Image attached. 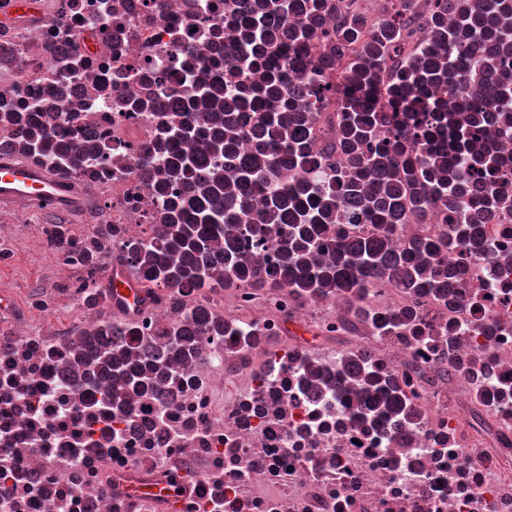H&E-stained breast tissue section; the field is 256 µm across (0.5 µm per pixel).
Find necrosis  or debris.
I'll list each match as a JSON object with an SVG mask.
<instances>
[{"instance_id": "1", "label": "necrosis or debris", "mask_w": 512, "mask_h": 512, "mask_svg": "<svg viewBox=\"0 0 512 512\" xmlns=\"http://www.w3.org/2000/svg\"><path fill=\"white\" fill-rule=\"evenodd\" d=\"M367 2L325 0L323 27L297 49L288 122L315 167L241 185L242 161L259 157L249 132L266 121L260 102L238 121L234 152L214 157L225 201L249 198L245 223L281 186L346 170L340 98L353 51L337 53L336 30L358 10L374 26ZM43 3L17 17L0 0V154L16 155L28 126L67 118L80 137L108 143L107 165L70 172L85 200L70 218L96 238L86 206L95 200L97 223L112 225L102 251L124 260L154 246L164 197L186 190L141 170L184 120L165 95L184 93L213 61L221 85L260 82L262 71L237 62L240 17L254 9L272 32L258 43L270 58L287 45L291 18L266 0ZM134 98L145 109H131ZM379 138L399 141L407 165L458 160L446 136H417L395 118ZM478 150L498 161L493 182L473 171L465 199L482 216L478 251L448 248L460 227L438 198L388 235L396 252L434 243L431 266L453 269L450 285L417 288L386 273L353 292L304 294L286 275L279 234L228 224L213 249L237 237L238 262L259 265L261 282H154V300L122 317L142 350H170L157 392L131 390L101 363L118 342L100 313L61 330L0 332V512H169L142 491L174 479L188 512H512L511 112L486 126ZM379 233L367 218H341L323 225L318 252ZM405 313L419 327L391 325ZM369 370L380 383H365Z\"/></svg>"}]
</instances>
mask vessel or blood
<instances>
[{
	"instance_id": "1",
	"label": "vessel or blood",
	"mask_w": 512,
	"mask_h": 512,
	"mask_svg": "<svg viewBox=\"0 0 512 512\" xmlns=\"http://www.w3.org/2000/svg\"><path fill=\"white\" fill-rule=\"evenodd\" d=\"M78 191L61 175L16 157H0V207L29 203L47 205L66 214L76 208ZM143 290L129 274L117 275L109 283L108 302L119 309L141 298Z\"/></svg>"
}]
</instances>
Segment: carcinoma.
<instances>
[{
  "mask_svg": "<svg viewBox=\"0 0 512 512\" xmlns=\"http://www.w3.org/2000/svg\"><path fill=\"white\" fill-rule=\"evenodd\" d=\"M322 0H296L292 6L301 20L290 25L289 40L297 41L309 38L318 23V12ZM410 0H399L395 16L387 20L379 34L362 44L355 61L349 65L350 84L354 91L364 97H351L344 107V123L341 130V145L349 156L351 173L342 190L329 191L313 187L311 193L316 199L315 206L319 214L307 213L308 206L296 194L278 192L275 194L272 209L249 225V230L267 231L269 225L285 224L290 228L288 239L281 244L282 258L285 264H292L297 269L293 283L308 289L316 284H334L342 290H351L360 286V276L373 275L387 268L405 275L407 282L416 287H425L430 279L425 276L424 262L433 256L437 248L429 243H420L400 253L391 254L385 249L381 239L371 241H346L336 243V251L327 261L316 258L315 240L318 233L319 216L330 217L338 210H343L347 219L354 221L358 216L349 211L348 206L354 199L362 196L363 186L371 187L370 203L367 215L378 226L389 232L404 216V203H409L413 210L421 211L430 201V191H435L446 199L449 209L461 211L465 204L462 197L472 192L466 180L464 168L454 173L442 174L432 180L423 171L399 164V144L375 143L376 129L388 120L387 115L378 112L371 104L369 92L374 88L378 73L387 63L390 54L404 48L406 25L403 15L410 13ZM512 14V0H445L441 6L420 23L429 28L432 41L422 55L408 65L398 82L386 89L397 111L413 112L415 106L409 102L408 94L420 85L433 87L448 86L454 90L457 85L468 79H475L489 86V95H473L464 98L463 111L469 113L465 122L454 131L459 150L470 167L478 166L487 174L494 173L497 160L491 156L472 153L483 127L489 121L488 113L506 112L512 106V84L496 81V73L491 68L477 71L469 67L461 73L452 71L453 63L462 58H473L481 48L491 49L489 62L508 57L512 51V42L506 36L508 26L504 17ZM364 20L354 17L344 28L336 31V46L351 42L360 36ZM250 63L265 71L264 82L252 89H242L225 103L223 117L214 119L207 109L219 101L223 89L212 84L210 68H202L204 80L197 89L186 92L185 96L168 100L172 107H187L189 122L182 128V137L193 136L196 124L209 122L213 124L211 139L201 144V148L190 153L176 156L172 162V176L179 179H193L206 185V190L194 199L189 206V216H184V206L180 199L169 198L164 201L167 221L156 225L158 250L136 255L146 273L157 281L180 287L191 281L197 287L204 288L212 283H224V276L213 281L206 274L224 266L233 268L237 278L254 275L250 268L237 266L233 258L236 254L235 240L224 242V253L216 258L209 253L208 239L211 229L223 221L241 218L243 212L224 210L223 175L212 170L209 160L210 150L222 152L234 151V144L224 140L220 124L237 121V113L257 100L277 103L279 111L291 108V101L283 95L285 81L288 79L289 63L282 65L264 60L256 54L250 57ZM72 130L63 123L52 131L32 130L21 146L24 153L47 154L60 158L71 166H79L84 156L73 150ZM255 140L260 151H269L267 158L275 165L281 156L295 165L310 163L306 147L298 139L283 140L278 129L276 116H269L267 128L255 133ZM101 255V245L87 241L81 245V261L90 269H95ZM165 365L164 355L154 354L145 361L116 357L112 367L125 375L128 383L142 390L153 387L145 375L155 373L158 367Z\"/></svg>",
  "mask_w": 512,
  "mask_h": 512,
  "instance_id": "1",
  "label": "carcinoma"
}]
</instances>
